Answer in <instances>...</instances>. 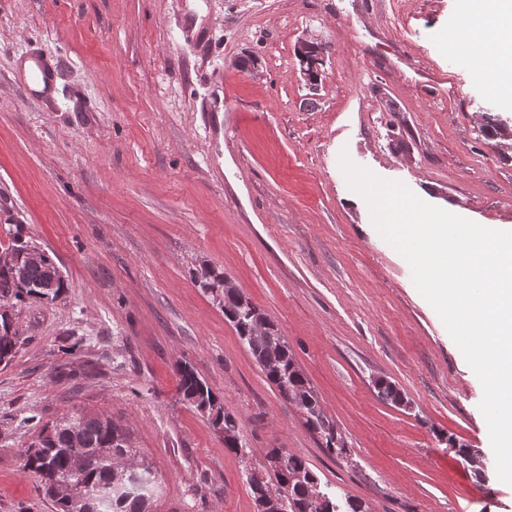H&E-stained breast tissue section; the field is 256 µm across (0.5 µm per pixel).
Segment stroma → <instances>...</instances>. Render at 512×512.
Returning a JSON list of instances; mask_svg holds the SVG:
<instances>
[{
	"mask_svg": "<svg viewBox=\"0 0 512 512\" xmlns=\"http://www.w3.org/2000/svg\"><path fill=\"white\" fill-rule=\"evenodd\" d=\"M458 0H0V242L19 231L67 288L14 314L0 364V512H56L25 452L75 411L131 433L148 512H256L242 471L274 448L370 512H512L483 387L340 154L425 202L512 226V105L476 77ZM329 53L317 87L295 46ZM54 100L23 93L33 51ZM224 271L279 328L349 452L328 454L193 279ZM235 414L224 446L181 363ZM408 404L379 397L378 378ZM478 450L484 476L454 450ZM0 314H4L7 321L9 322V335L15 336L16 338H21L22 331L15 321L11 307L7 304L1 303ZM10 336H7L6 333L1 334L0 332V362L2 358H10L17 345L21 342L18 340L16 343H14V340ZM180 375V386L179 391L182 394L184 401L188 402L193 408L200 412L201 406H207L209 408L208 415L210 416L212 413L215 414L214 424H218L223 416L224 427H226L227 431L224 429L220 430V432L224 433V436H227V432L230 436L224 438V446L228 451L237 454L242 453V448H246L240 446L241 437L239 440V446H232L229 443L231 438L237 437L239 432V425L236 421L225 424L224 412L228 413L224 409V404L219 400V398L215 395V393L211 390V388L207 385V383L201 379L196 371L189 365L184 364L179 369ZM201 413V412H200ZM203 415V413H201Z\"/></svg>",
	"mask_w": 512,
	"mask_h": 512,
	"instance_id": "stroma-1",
	"label": "stroma"
}]
</instances>
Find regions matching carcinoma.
I'll return each instance as SVG.
<instances>
[{"label":"carcinoma","instance_id":"cac0c4a2","mask_svg":"<svg viewBox=\"0 0 512 512\" xmlns=\"http://www.w3.org/2000/svg\"><path fill=\"white\" fill-rule=\"evenodd\" d=\"M224 276L218 268L204 264L194 273V279L202 288H210ZM25 287L18 286L14 270L0 265V299L10 297L17 302L28 299L53 301L65 290V278H51V264L43 260L37 264L25 265ZM245 296L237 292L224 294V316L233 324L238 336L265 371L266 378L276 386L284 398L299 401L306 413L310 414L307 425L320 435L322 445L331 454L339 456L347 451L335 422L327 416L315 415L319 400L308 379L293 368L295 358L289 347L270 349L267 338L253 335L252 321L242 306ZM179 391L184 401L193 408L203 406L215 414L214 423L224 416V404L196 371L185 364L179 369ZM77 427L81 433L82 449L96 455L93 462L77 473H71V441L69 430ZM124 451L136 454L132 445L124 444L114 436L112 428L105 425L100 414H84L76 411L47 428L30 444L25 453L24 468L41 475L47 494L58 506V512H145L147 498L154 492V484L144 483L137 488L127 486L118 475L110 474L109 457ZM279 482L293 481L292 489L298 501H304L308 489L317 484V477L305 460L290 455L285 468L274 474Z\"/></svg>","mask_w":512,"mask_h":512}]
</instances>
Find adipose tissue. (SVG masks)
Wrapping results in <instances>:
<instances>
[{
  "mask_svg": "<svg viewBox=\"0 0 512 512\" xmlns=\"http://www.w3.org/2000/svg\"><path fill=\"white\" fill-rule=\"evenodd\" d=\"M458 27L468 44H492L496 64L477 70V77L501 88L512 103V0H462Z\"/></svg>",
  "mask_w": 512,
  "mask_h": 512,
  "instance_id": "ef3b65f1",
  "label": "adipose tissue"
}]
</instances>
